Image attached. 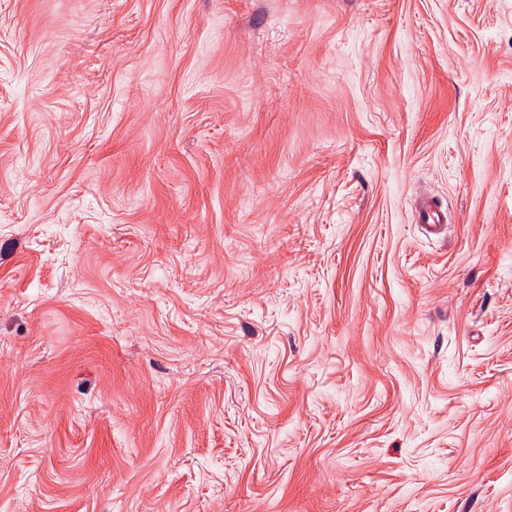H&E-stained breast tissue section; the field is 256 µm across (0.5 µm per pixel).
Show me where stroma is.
<instances>
[{
	"mask_svg": "<svg viewBox=\"0 0 512 512\" xmlns=\"http://www.w3.org/2000/svg\"><path fill=\"white\" fill-rule=\"evenodd\" d=\"M0 512H512V0H0Z\"/></svg>",
	"mask_w": 512,
	"mask_h": 512,
	"instance_id": "obj_1",
	"label": "stroma"
}]
</instances>
